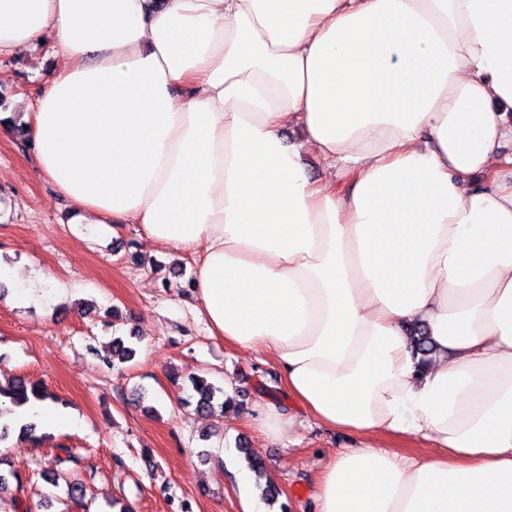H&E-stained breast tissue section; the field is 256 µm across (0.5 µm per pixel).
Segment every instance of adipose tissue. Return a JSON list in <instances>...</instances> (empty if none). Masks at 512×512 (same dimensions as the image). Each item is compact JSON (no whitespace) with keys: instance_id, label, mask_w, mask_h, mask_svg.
<instances>
[{"instance_id":"ef3b65f1","label":"adipose tissue","mask_w":512,"mask_h":512,"mask_svg":"<svg viewBox=\"0 0 512 512\" xmlns=\"http://www.w3.org/2000/svg\"><path fill=\"white\" fill-rule=\"evenodd\" d=\"M46 40L67 223L196 254L211 335L360 436L317 512H512V0H0V55Z\"/></svg>"}]
</instances>
